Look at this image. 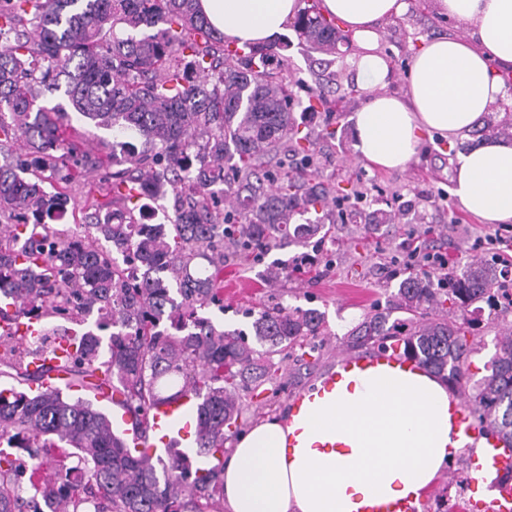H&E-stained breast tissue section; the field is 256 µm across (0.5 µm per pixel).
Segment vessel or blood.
I'll return each instance as SVG.
<instances>
[{
	"label": "vessel or blood",
	"instance_id": "b4317fda",
	"mask_svg": "<svg viewBox=\"0 0 512 512\" xmlns=\"http://www.w3.org/2000/svg\"><path fill=\"white\" fill-rule=\"evenodd\" d=\"M381 362L411 370L417 367L416 362L405 358L397 348L376 352L369 358L346 357L341 360L340 366L342 369L351 370ZM198 405V398L193 394H185L176 400L155 405L151 410L155 433L151 436L141 435L135 418L123 411L114 414L112 427L123 435L129 447L152 457L160 456L174 448L192 447L191 419L195 415ZM452 416L458 431L474 442H481L487 446L489 454L486 463L489 467L501 471L512 465V452L502 450L500 438L482 432L475 423L472 408L463 395L455 396Z\"/></svg>",
	"mask_w": 512,
	"mask_h": 512
}]
</instances>
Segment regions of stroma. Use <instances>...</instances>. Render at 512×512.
<instances>
[{"label": "stroma", "mask_w": 512, "mask_h": 512, "mask_svg": "<svg viewBox=\"0 0 512 512\" xmlns=\"http://www.w3.org/2000/svg\"><path fill=\"white\" fill-rule=\"evenodd\" d=\"M424 0H411L408 15L383 26V48L392 65V79L387 87L393 94L405 93L407 73L412 56L422 40L440 35L465 36L468 28L456 20H442L423 5ZM288 43L283 56L290 66V78L298 82V96L308 99L315 85L307 51L294 29H286ZM364 101L360 92H352L344 115L339 120L335 138L318 143L320 171L340 184H355L364 194L363 209L399 212L410 204L411 212L400 223L382 224L365 233L354 215L344 223L331 225L328 233L312 237L306 247L285 245L265 253L258 261L242 262L232 254L224 256V294L222 306L205 309V317L227 331L242 332L251 348H258L251 313L264 306L315 308L325 316V335L308 342L292 353H275L271 359L278 372L273 380L252 392L242 393L241 415L232 427L233 436L225 440L232 447L234 436L249 430L259 420L282 412L292 393L314 389L316 383L335 371L347 352L341 344L344 331L350 330L373 305L388 306L405 271L388 276L384 271L390 256L409 233H416L427 243L444 242L448 256L455 264L487 262L478 238L488 231V224L467 214L452 194L451 181L455 155L477 141L476 133L447 138L424 137L422 144L401 171H383L362 159L355 150L353 117ZM314 256L317 262L311 272L294 273L295 257L301 253ZM283 266L278 282L267 280L274 263ZM485 303L470 306L468 316L475 322L467 335L468 342H480L479 352L471 355L472 381L486 373L485 365L496 350V331L489 321ZM483 475L486 483L496 480L498 473L483 470L476 455L467 464L452 460L445 464L435 484L419 500L417 512H438L452 506L453 512H484L483 501L491 497L487 488H479L475 477Z\"/></svg>", "instance_id": "35a3bbf8"}]
</instances>
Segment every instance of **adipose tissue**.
I'll return each instance as SVG.
<instances>
[{
  "mask_svg": "<svg viewBox=\"0 0 512 512\" xmlns=\"http://www.w3.org/2000/svg\"><path fill=\"white\" fill-rule=\"evenodd\" d=\"M469 35L420 43L405 96L388 93L384 23L409 0H322L324 16L352 34L348 59L365 98L355 114V149L385 171L404 170L423 135H465L512 89V0H428ZM226 42L243 47L279 35L301 0H199ZM452 193L489 224L512 223V140L488 137L457 157ZM448 385L426 371L379 365L344 374L333 392L312 391L300 411L265 418L230 448L226 512H371L419 501L468 438L456 431Z\"/></svg>",
  "mask_w": 512,
  "mask_h": 512,
  "instance_id": "1",
  "label": "adipose tissue"
}]
</instances>
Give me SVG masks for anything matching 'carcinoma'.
Here are the masks:
<instances>
[{
  "instance_id": "1",
  "label": "carcinoma",
  "mask_w": 512,
  "mask_h": 512,
  "mask_svg": "<svg viewBox=\"0 0 512 512\" xmlns=\"http://www.w3.org/2000/svg\"><path fill=\"white\" fill-rule=\"evenodd\" d=\"M168 24L165 36L145 33ZM300 40L331 63L344 36L318 11L293 23ZM266 44L241 53L199 12L198 0H0V146L18 139L26 152L0 151V297L35 318L84 324L96 316L112 329L108 357L92 331L67 367L69 390L107 397L138 416L149 431L148 410L191 392L200 399L198 453L215 460L188 480L182 455L166 461L128 448L93 399L62 390L29 395L0 389V447L62 448L52 476L27 490L18 459L0 452V512H216L224 501V429L238 418L237 392L271 379L238 333L218 329L199 311L224 288V245L247 258L286 239L297 241L336 223L346 194L329 181L303 174L317 166L318 134L296 116L303 107L288 88L279 50ZM333 72L313 96L330 105ZM63 91L67 106L40 102ZM118 136L133 135L116 152L96 144L97 157L78 154L64 136L67 109ZM293 146L296 174L279 156ZM91 175L112 188L117 209L83 212V223L48 224L76 210L66 187ZM54 183L48 191L44 183ZM173 195L171 224H146L145 200ZM230 202L224 208V202ZM314 214L291 225L296 215ZM366 232L387 224L382 210L359 213ZM206 261L201 265L200 261ZM497 269L473 264L448 269V287L412 272L394 295L408 314L389 321L374 307L351 328L345 346L356 350L396 344L410 360L461 389L480 429L512 444V336H501L487 374L468 384L467 308L495 309ZM317 309L262 308L252 323L258 341L275 352L322 335ZM0 377L26 384L29 342L0 332ZM79 452L81 484L64 495L65 449Z\"/></svg>"
}]
</instances>
